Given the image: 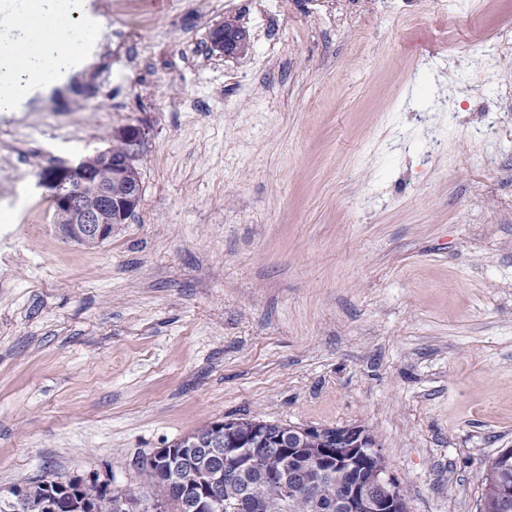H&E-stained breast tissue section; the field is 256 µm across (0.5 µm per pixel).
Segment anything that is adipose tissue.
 <instances>
[{
  "label": "adipose tissue",
  "instance_id": "adipose-tissue-1",
  "mask_svg": "<svg viewBox=\"0 0 512 512\" xmlns=\"http://www.w3.org/2000/svg\"><path fill=\"white\" fill-rule=\"evenodd\" d=\"M84 0H36L30 7H15L0 0V25L14 31L16 46L0 53V81L10 85L0 111L16 109L31 95L33 76L49 72L62 75L80 48L95 42L102 26L82 20Z\"/></svg>",
  "mask_w": 512,
  "mask_h": 512
}]
</instances>
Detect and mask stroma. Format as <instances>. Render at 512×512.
I'll list each match as a JSON object with an SVG mask.
<instances>
[{
	"mask_svg": "<svg viewBox=\"0 0 512 512\" xmlns=\"http://www.w3.org/2000/svg\"><path fill=\"white\" fill-rule=\"evenodd\" d=\"M104 50L0 114V491L225 419L360 426L410 512L512 448V0H88ZM236 17L244 53L211 51ZM142 125V202L65 239L42 169Z\"/></svg>",
	"mask_w": 512,
	"mask_h": 512,
	"instance_id": "35a3bbf8",
	"label": "stroma"
}]
</instances>
